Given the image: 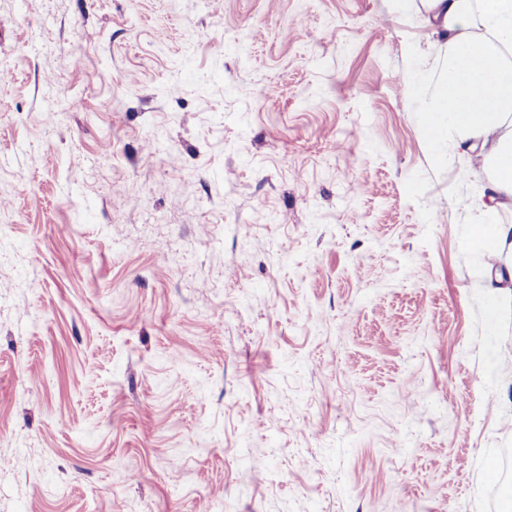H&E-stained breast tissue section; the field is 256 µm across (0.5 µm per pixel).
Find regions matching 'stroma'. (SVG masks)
<instances>
[{
	"mask_svg": "<svg viewBox=\"0 0 512 512\" xmlns=\"http://www.w3.org/2000/svg\"><path fill=\"white\" fill-rule=\"evenodd\" d=\"M426 17L0 0V512H512V290L488 324Z\"/></svg>",
	"mask_w": 512,
	"mask_h": 512,
	"instance_id": "obj_1",
	"label": "stroma"
}]
</instances>
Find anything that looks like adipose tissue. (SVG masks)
Returning a JSON list of instances; mask_svg holds the SVG:
<instances>
[{"label":"adipose tissue","mask_w":512,"mask_h":512,"mask_svg":"<svg viewBox=\"0 0 512 512\" xmlns=\"http://www.w3.org/2000/svg\"><path fill=\"white\" fill-rule=\"evenodd\" d=\"M448 45L423 135L479 150L494 206L512 202V0H428Z\"/></svg>","instance_id":"adipose-tissue-1"}]
</instances>
